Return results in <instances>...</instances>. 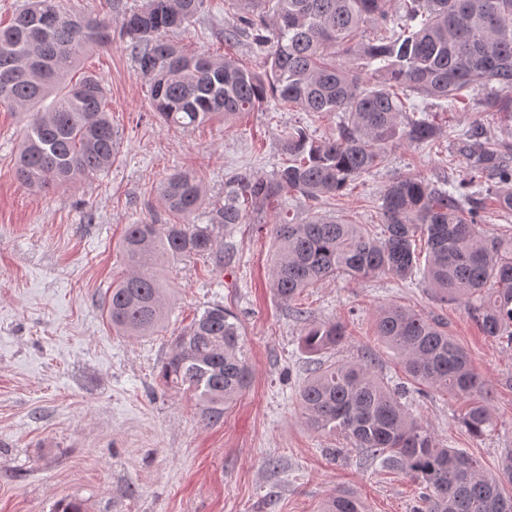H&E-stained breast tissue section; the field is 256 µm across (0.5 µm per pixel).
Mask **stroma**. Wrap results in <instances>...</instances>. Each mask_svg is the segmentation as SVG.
<instances>
[{
	"label": "stroma",
	"instance_id": "1",
	"mask_svg": "<svg viewBox=\"0 0 512 512\" xmlns=\"http://www.w3.org/2000/svg\"><path fill=\"white\" fill-rule=\"evenodd\" d=\"M228 22L224 0H207L181 41L191 51L230 53L259 66L264 50L225 42ZM75 76L101 82L112 115V167L98 177L29 190L12 162L23 116L0 107V512H54L65 498L81 500L85 512H319L341 487L357 492L369 512H413L418 484L367 462L345 440L307 429L298 402L311 361L300 338L310 321L343 324L335 359L371 354L385 381H402L394 352L374 333L376 310L387 303L447 323L486 383L494 425L473 436L461 421L465 402L435 389L407 397L410 412L441 444L477 457L487 472L498 470L512 450V346L484 336L463 304L418 278H339L281 302L268 286L273 239L255 230L272 223V209L249 212L225 232L224 264L205 257L165 264L170 300L158 333L114 332L102 301L124 270L125 228L171 222L159 197L169 173H195L209 203H220L237 176L272 175L290 128L325 139L339 118L270 100L229 125L174 129L156 117L127 38L88 50ZM482 98L464 89L448 112L419 100L446 131L439 142L397 146L388 166L343 195L316 202L292 196L289 204L302 221L322 215L379 225L380 196L394 178L438 187L467 179L458 131L479 125L512 143V116L482 106ZM216 304L237 314L253 377L223 421L210 425L193 399L162 386L158 370L172 338ZM300 309L306 318L297 317Z\"/></svg>",
	"mask_w": 512,
	"mask_h": 512
}]
</instances>
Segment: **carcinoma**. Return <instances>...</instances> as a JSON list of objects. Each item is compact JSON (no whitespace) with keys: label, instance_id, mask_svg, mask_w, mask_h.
I'll return each mask as SVG.
<instances>
[{"label":"carcinoma","instance_id":"1","mask_svg":"<svg viewBox=\"0 0 512 512\" xmlns=\"http://www.w3.org/2000/svg\"><path fill=\"white\" fill-rule=\"evenodd\" d=\"M204 2L142 0L123 14L120 34L131 40L160 120L181 130L216 119L229 124L269 99L343 118L336 135L324 140L303 126L288 130L279 168L267 178H237L206 224L194 219L206 201L201 179L172 173L161 197L176 221L130 224L122 240L126 273L112 282L103 304L112 329L153 335L167 306L163 264L196 256L224 262V231L246 223L247 209L259 205L274 208L270 288L281 301L339 275L406 281L420 272L442 298L464 304L484 335L512 345V232L484 234L477 200L468 193L478 188L512 217V146L474 128L470 178L448 190L417 177L395 179L381 195L378 232L334 217L301 223L285 200L336 196L385 166L393 147L433 144L442 128L415 117L414 95L454 105L462 90L478 88L497 106L505 99L512 112V0H229L235 21L224 37L245 36L267 48L260 70L230 55L186 54L169 38L192 26ZM366 25L384 34L366 40ZM111 43L110 21L61 0H27L0 28V106L28 114L14 157L26 187L73 185L111 169L115 133L105 89L91 77L69 80L85 51ZM352 50L355 63L336 62V54ZM376 335L396 353L410 386L383 381L372 357L323 361L299 390L306 426L350 440L369 459L422 486L415 512H512V451L498 474L489 475L477 458L441 446L402 403L424 385L469 401L462 422L472 434L493 427L485 383L468 353L444 323L397 304L379 309ZM343 336L339 322L310 323L301 346L322 358ZM160 379L193 397L209 423L222 421L252 379L237 315L214 305L195 317L174 337ZM320 512L367 507L356 492L338 489Z\"/></svg>","mask_w":512,"mask_h":512}]
</instances>
